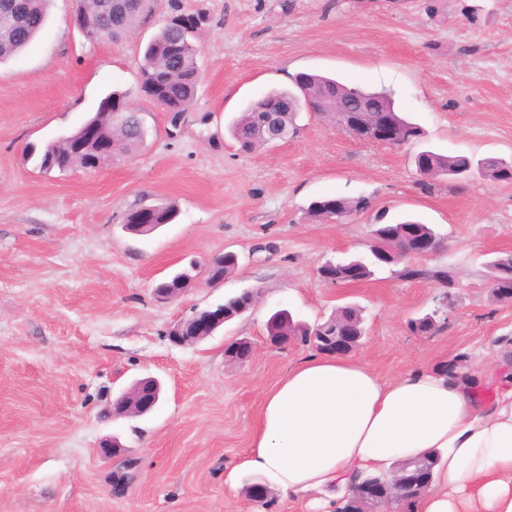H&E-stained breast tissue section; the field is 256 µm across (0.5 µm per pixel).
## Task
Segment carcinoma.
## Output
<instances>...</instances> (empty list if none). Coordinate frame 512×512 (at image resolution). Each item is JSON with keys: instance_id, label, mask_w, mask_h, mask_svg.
Segmentation results:
<instances>
[{"instance_id": "cac0c4a2", "label": "carcinoma", "mask_w": 512, "mask_h": 512, "mask_svg": "<svg viewBox=\"0 0 512 512\" xmlns=\"http://www.w3.org/2000/svg\"><path fill=\"white\" fill-rule=\"evenodd\" d=\"M20 7V22L10 21L0 25V64L6 63L29 49L46 25L50 0H0V17L13 15L11 4ZM152 0H112V22L99 23L90 32L89 40H110L117 42L126 34L134 31L149 16ZM103 9V0H75V24L93 21ZM198 31H189L180 15L171 16L149 40L143 50L139 68L140 90L158 103L167 106L177 116H183L192 105L199 81L197 55L199 46L195 42ZM126 101V96L118 91L107 94L100 102L96 112L88 121L98 125L112 139V153H130L141 145L146 137V128L141 113L130 110L113 114V100ZM271 103H284L288 111L280 113L282 127L289 133L298 130L296 120L299 113L309 107L340 104L347 110L361 105L372 110H386L400 124L402 140L412 143L421 136L416 124L408 121L396 111L391 96L384 92L365 91L350 87L332 77L301 72L292 77V86L273 88L261 98L252 101L242 115L234 119L229 127L233 139L241 152L248 153L261 146L274 144L276 140L263 130L261 109ZM39 168L50 172H64L75 167L95 169L98 161L92 147L79 140V131L75 130L46 143L40 150ZM466 162L463 155H443L428 151L427 167L423 177L454 176L457 166ZM477 167L485 178L495 182L512 181V161L488 156L477 160ZM368 207L364 197L344 198L326 197L312 202L307 216L314 222L326 223L329 218L345 219ZM176 217V207L166 204L152 207V216L148 226H142L140 210L126 215V229L147 234L162 224H168ZM403 239L410 233L437 235L429 224L415 220H404L373 225V231H385ZM490 277H505L499 284H490V295L496 302L512 301V254L506 253L489 263ZM403 275L407 278L420 276L432 277L443 284L448 283V272L444 270L406 267ZM271 336H307L313 330L308 324L290 321L284 312L278 310L268 319ZM444 326L441 319H432L427 313L416 318L412 331L419 335L438 332Z\"/></svg>"}]
</instances>
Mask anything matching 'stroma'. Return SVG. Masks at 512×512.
Listing matches in <instances>:
<instances>
[{"label": "stroma", "mask_w": 512, "mask_h": 512, "mask_svg": "<svg viewBox=\"0 0 512 512\" xmlns=\"http://www.w3.org/2000/svg\"><path fill=\"white\" fill-rule=\"evenodd\" d=\"M149 23L118 42L88 41L72 0H53L32 47L0 65V512H319L311 496L269 488L270 510L239 469L264 396L311 348L266 343L279 309L313 325L362 308L353 355L391 381L412 366L461 359L464 371L512 366V302H494L486 264L512 253V182L474 173L422 180L411 147L364 144L301 112L297 136L245 154L227 126L247 104L310 71L393 93L445 155L512 160V0H154ZM204 13L200 81L179 127L139 91L144 44L172 14ZM125 91L141 112V147L98 168L40 170L29 147L68 133L102 97ZM368 198L343 224L308 219L320 197ZM175 204L173 223L137 236L142 206ZM432 225L444 250L424 260L450 285L411 279L403 263L325 285L318 268L364 253L380 211ZM236 254L223 281L197 277L157 302L160 279ZM253 290L256 303L191 346L167 332L196 309ZM442 308L445 328L410 331ZM246 339L248 359L225 360ZM163 386L156 410L107 419L137 379ZM118 437L135 458L124 493L110 482Z\"/></svg>", "instance_id": "stroma-1"}]
</instances>
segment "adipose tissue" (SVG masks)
Returning a JSON list of instances; mask_svg holds the SVG:
<instances>
[{"label": "adipose tissue", "mask_w": 512, "mask_h": 512, "mask_svg": "<svg viewBox=\"0 0 512 512\" xmlns=\"http://www.w3.org/2000/svg\"><path fill=\"white\" fill-rule=\"evenodd\" d=\"M432 453V485L412 512H512V384L486 402L473 379L417 367L386 382L321 354L266 394L240 466L299 494Z\"/></svg>", "instance_id": "adipose-tissue-1"}]
</instances>
